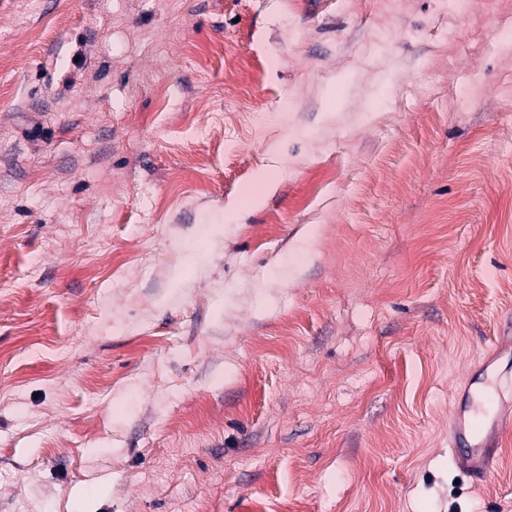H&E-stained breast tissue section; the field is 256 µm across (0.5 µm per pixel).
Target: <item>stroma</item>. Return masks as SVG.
I'll return each mask as SVG.
<instances>
[{
	"mask_svg": "<svg viewBox=\"0 0 512 512\" xmlns=\"http://www.w3.org/2000/svg\"><path fill=\"white\" fill-rule=\"evenodd\" d=\"M504 27L0 0V512H512V435L479 483L448 448L512 345Z\"/></svg>",
	"mask_w": 512,
	"mask_h": 512,
	"instance_id": "1",
	"label": "stroma"
}]
</instances>
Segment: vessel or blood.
<instances>
[{"label":"vessel or blood","instance_id":"1","mask_svg":"<svg viewBox=\"0 0 512 512\" xmlns=\"http://www.w3.org/2000/svg\"><path fill=\"white\" fill-rule=\"evenodd\" d=\"M511 428L512 420L503 417L500 401L488 387L466 389L452 417L454 462L471 480L485 478L495 465L504 432Z\"/></svg>","mask_w":512,"mask_h":512}]
</instances>
